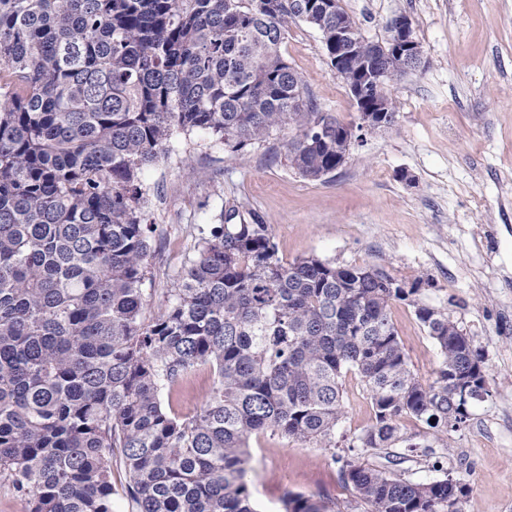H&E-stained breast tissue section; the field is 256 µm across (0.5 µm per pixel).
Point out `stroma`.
Listing matches in <instances>:
<instances>
[{
    "label": "stroma",
    "instance_id": "1",
    "mask_svg": "<svg viewBox=\"0 0 512 512\" xmlns=\"http://www.w3.org/2000/svg\"><path fill=\"white\" fill-rule=\"evenodd\" d=\"M342 6L373 42L386 41L394 16L412 22L425 65L392 89L395 126L360 132L344 163L317 182L302 178L288 160L283 143L293 127L237 158L208 134H174L168 153L145 173V221L157 227L147 314L164 312L166 291L176 287L200 228L231 196L270 224L283 262L314 255L385 270L416 290L413 300L393 301L391 317L422 383L433 381L440 355L416 319L418 303L447 312L470 337L489 391L444 440L423 422L404 419L401 433L414 449L397 476L413 482L449 476L470 489L464 512H512V0H342ZM282 53L321 110L357 123L314 29L289 24ZM212 382L209 368H200L163 404L193 414ZM345 386L335 449L270 435L251 440L246 480L262 512H282L288 492L330 498L332 512H364L339 469L346 459L380 465L378 451L355 445L375 414L359 380L347 377Z\"/></svg>",
    "mask_w": 512,
    "mask_h": 512
}]
</instances>
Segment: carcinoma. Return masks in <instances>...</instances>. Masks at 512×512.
I'll list each match as a JSON object with an SVG mask.
<instances>
[{
  "label": "carcinoma",
  "mask_w": 512,
  "mask_h": 512,
  "mask_svg": "<svg viewBox=\"0 0 512 512\" xmlns=\"http://www.w3.org/2000/svg\"><path fill=\"white\" fill-rule=\"evenodd\" d=\"M310 2L0 0V483L30 512H112L118 465L131 512H259L250 439L336 447L349 373L376 419L358 441L389 464L402 463V418L445 434L466 421L453 385L486 377L447 314L413 303L441 356L424 384L390 315L417 289L389 287L380 268L284 263L237 199L200 231L164 313L145 315L156 225L143 176L175 132L238 153L288 124L304 179L344 162L346 131L320 122L281 52L301 21L336 67L328 33L349 17ZM341 63L344 80L380 69L389 88L410 72L362 36ZM201 365L213 375L203 407L168 411L163 392ZM340 479L367 512H464L469 494L352 460ZM282 506L328 512L291 493Z\"/></svg>",
  "instance_id": "obj_1"
}]
</instances>
